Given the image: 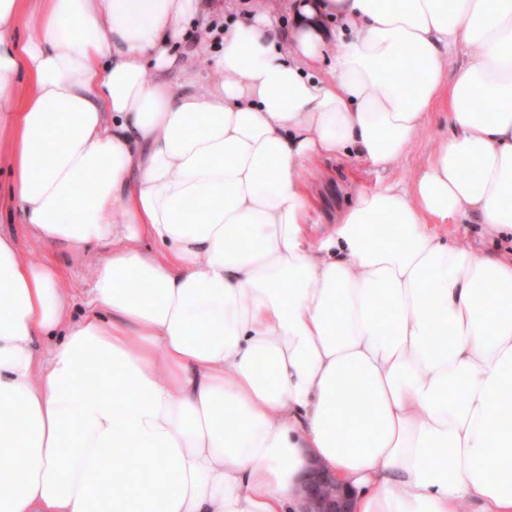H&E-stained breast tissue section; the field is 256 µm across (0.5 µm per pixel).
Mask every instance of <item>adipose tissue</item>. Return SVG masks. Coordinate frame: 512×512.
<instances>
[{
  "instance_id": "ef3b65f1",
  "label": "adipose tissue",
  "mask_w": 512,
  "mask_h": 512,
  "mask_svg": "<svg viewBox=\"0 0 512 512\" xmlns=\"http://www.w3.org/2000/svg\"><path fill=\"white\" fill-rule=\"evenodd\" d=\"M204 9L0 0V512H285L315 461L357 512H512V253L435 230L512 236V0H298L215 83L170 51ZM440 104L310 239L318 165ZM26 241L103 248L82 317Z\"/></svg>"
}]
</instances>
